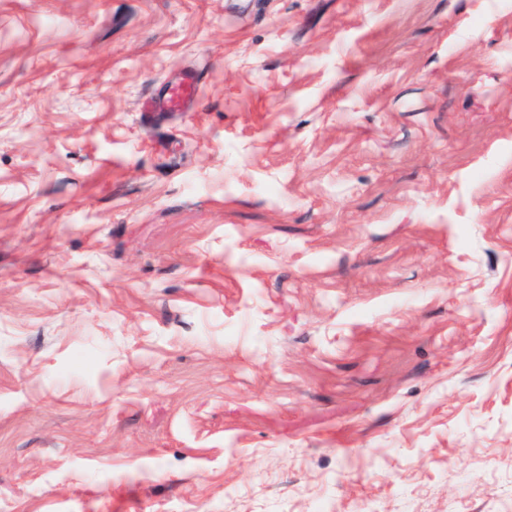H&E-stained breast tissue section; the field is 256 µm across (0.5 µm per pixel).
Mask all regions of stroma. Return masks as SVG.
<instances>
[{"label":"stroma","mask_w":512,"mask_h":512,"mask_svg":"<svg viewBox=\"0 0 512 512\" xmlns=\"http://www.w3.org/2000/svg\"><path fill=\"white\" fill-rule=\"evenodd\" d=\"M0 512H512V0H0ZM196 91V78L185 75L178 83L170 86L162 98L158 99V108L162 112H181L187 109Z\"/></svg>","instance_id":"1"}]
</instances>
